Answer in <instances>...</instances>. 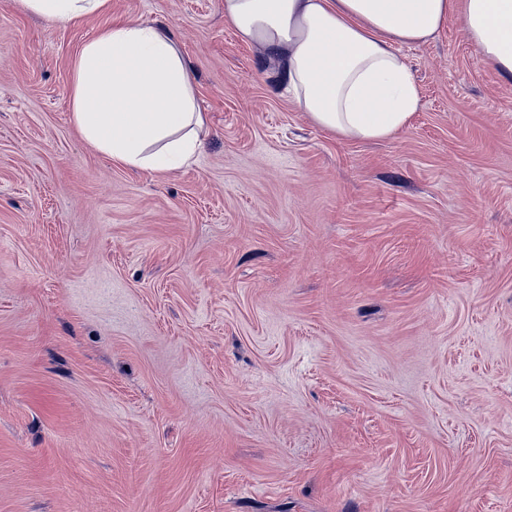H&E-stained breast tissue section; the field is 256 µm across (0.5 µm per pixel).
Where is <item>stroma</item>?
<instances>
[{
    "instance_id": "obj_1",
    "label": "stroma",
    "mask_w": 512,
    "mask_h": 512,
    "mask_svg": "<svg viewBox=\"0 0 512 512\" xmlns=\"http://www.w3.org/2000/svg\"><path fill=\"white\" fill-rule=\"evenodd\" d=\"M168 28L206 122L165 177L71 121L73 61ZM420 107L343 139L224 0H0V512H512V78L458 17ZM109 0H22L25 9L48 23H77L109 8Z\"/></svg>"
}]
</instances>
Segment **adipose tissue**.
<instances>
[{
    "label": "adipose tissue",
    "instance_id": "1",
    "mask_svg": "<svg viewBox=\"0 0 512 512\" xmlns=\"http://www.w3.org/2000/svg\"><path fill=\"white\" fill-rule=\"evenodd\" d=\"M48 23H76L109 0H22ZM460 13L480 54L512 76V0H224L236 36L274 64L321 129L361 141L407 127L419 90L398 45H419ZM72 123L113 162L158 175L189 166L204 139L193 79L172 34L120 23L73 62Z\"/></svg>",
    "mask_w": 512,
    "mask_h": 512
}]
</instances>
